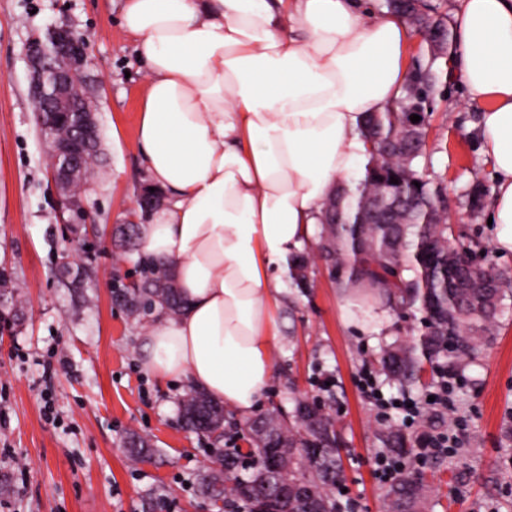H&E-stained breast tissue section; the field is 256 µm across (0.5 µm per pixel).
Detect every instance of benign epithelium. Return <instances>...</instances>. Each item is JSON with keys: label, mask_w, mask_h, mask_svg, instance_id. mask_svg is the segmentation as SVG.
Listing matches in <instances>:
<instances>
[{"label": "benign epithelium", "mask_w": 512, "mask_h": 512, "mask_svg": "<svg viewBox=\"0 0 512 512\" xmlns=\"http://www.w3.org/2000/svg\"><path fill=\"white\" fill-rule=\"evenodd\" d=\"M28 56L34 71L32 96L38 123L47 144L50 169L58 188L62 212L79 221L86 213L76 187L86 178L87 151L99 148L96 105L83 89L82 76L89 65L86 42L69 28L35 40Z\"/></svg>", "instance_id": "benign-epithelium-1"}]
</instances>
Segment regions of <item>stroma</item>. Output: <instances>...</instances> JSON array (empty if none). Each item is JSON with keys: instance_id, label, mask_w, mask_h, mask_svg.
<instances>
[{"instance_id": "1", "label": "stroma", "mask_w": 512, "mask_h": 512, "mask_svg": "<svg viewBox=\"0 0 512 512\" xmlns=\"http://www.w3.org/2000/svg\"><path fill=\"white\" fill-rule=\"evenodd\" d=\"M125 0H0V512H215L198 491L213 461L207 441L183 428L186 385L165 383L140 363L151 317L113 303L115 276L138 275L116 225L134 214L146 181L136 140L147 74L121 17ZM65 25L91 64L85 89L97 106L101 143L84 208L96 227L77 237L58 208L44 139L30 99L27 47ZM418 169L446 189L448 222L461 240L489 248L512 276V253L495 252L487 215L472 218V180L495 188L480 137L481 110L461 77H440ZM82 273L63 274V258ZM310 286L288 287L274 374L256 416L289 412L296 399L326 403L340 438V512H387L389 485L375 475L384 452L374 401L360 387L380 341L411 345L422 327L380 300L334 282L312 257ZM452 409L422 406L412 434L466 425L462 448L429 459L422 512H512V292L477 359L450 395ZM149 441L135 460L130 435Z\"/></svg>"}]
</instances>
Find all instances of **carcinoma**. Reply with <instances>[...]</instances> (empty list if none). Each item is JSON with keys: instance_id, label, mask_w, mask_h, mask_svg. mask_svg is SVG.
<instances>
[{"instance_id": "1", "label": "carcinoma", "mask_w": 512, "mask_h": 512, "mask_svg": "<svg viewBox=\"0 0 512 512\" xmlns=\"http://www.w3.org/2000/svg\"><path fill=\"white\" fill-rule=\"evenodd\" d=\"M384 6L416 29L427 34L412 58L400 95L385 111L364 120L361 135L367 145L363 176L343 188L336 205L338 223L320 225L317 250L330 277L346 288H370L390 304L412 316L421 315L424 332L412 348L389 345L380 350V363L389 382L408 391L421 382L428 363L453 374L462 361L479 350L475 335L489 332L497 316L504 287L512 278L491 264H476L471 246L461 244L448 252L453 237L443 208V188L415 168L426 138V126L407 136L403 113L420 102H432L440 93L435 65L440 56L429 41L449 44L448 16L426 0H385ZM398 183H390L391 178ZM420 186H415V183ZM486 186L472 184L469 197L473 216H479ZM402 199L403 224H383L382 212H372ZM142 284L123 294L126 310L147 316L161 307L170 314L181 310L177 289L163 265L143 264ZM309 258L301 255L290 269L297 288L309 287ZM491 279L498 288L481 284ZM184 426L202 436L219 440L224 433V407L204 392L193 389L180 403ZM385 447L398 457L414 451V440L399 431L385 434ZM252 466L247 478L236 475V460L218 459L223 468L205 474L200 492L211 501L235 498L244 512H285L290 502L278 495V484L302 482L314 493L320 512H336L331 488L341 477L338 438L331 414L317 404L308 411L296 405L293 421L272 411L251 427ZM288 454V472L265 477L258 460L269 454ZM422 489L407 475L390 491V512H418Z\"/></svg>"}]
</instances>
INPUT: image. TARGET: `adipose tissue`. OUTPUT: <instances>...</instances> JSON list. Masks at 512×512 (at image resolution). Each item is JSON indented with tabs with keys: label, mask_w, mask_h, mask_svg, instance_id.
Here are the masks:
<instances>
[{
	"label": "adipose tissue",
	"mask_w": 512,
	"mask_h": 512,
	"mask_svg": "<svg viewBox=\"0 0 512 512\" xmlns=\"http://www.w3.org/2000/svg\"><path fill=\"white\" fill-rule=\"evenodd\" d=\"M122 25L148 76L137 141L163 193L142 255L183 298L156 310L142 366L246 419L274 373L282 278L363 163V119L398 97L410 34L362 0H126ZM455 35L448 68L483 107L495 242L512 252V0H461Z\"/></svg>",
	"instance_id": "adipose-tissue-1"
}]
</instances>
